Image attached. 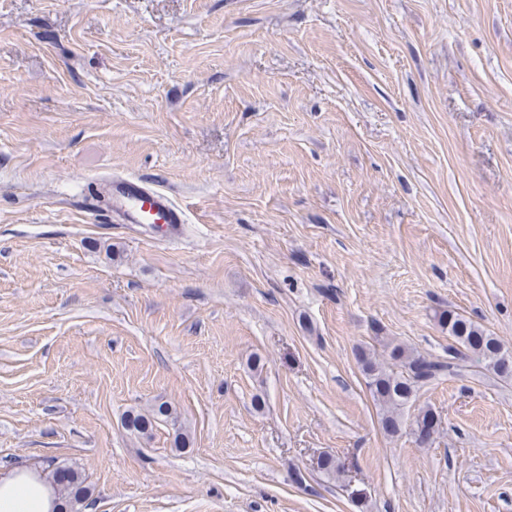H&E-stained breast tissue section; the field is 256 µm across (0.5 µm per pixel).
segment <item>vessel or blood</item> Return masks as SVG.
Listing matches in <instances>:
<instances>
[{
  "instance_id": "b4317fda",
  "label": "vessel or blood",
  "mask_w": 512,
  "mask_h": 512,
  "mask_svg": "<svg viewBox=\"0 0 512 512\" xmlns=\"http://www.w3.org/2000/svg\"><path fill=\"white\" fill-rule=\"evenodd\" d=\"M112 211L125 224H149L166 236L178 233L184 210L164 192L147 187L139 178H118L108 187Z\"/></svg>"
}]
</instances>
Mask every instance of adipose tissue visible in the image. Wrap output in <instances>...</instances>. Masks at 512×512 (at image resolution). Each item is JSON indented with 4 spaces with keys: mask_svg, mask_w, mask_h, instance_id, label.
I'll use <instances>...</instances> for the list:
<instances>
[{
    "mask_svg": "<svg viewBox=\"0 0 512 512\" xmlns=\"http://www.w3.org/2000/svg\"><path fill=\"white\" fill-rule=\"evenodd\" d=\"M29 463L0 472V512H54L58 496Z\"/></svg>",
    "mask_w": 512,
    "mask_h": 512,
    "instance_id": "adipose-tissue-1",
    "label": "adipose tissue"
}]
</instances>
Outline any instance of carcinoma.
Returning <instances> with one entry per match:
<instances>
[{"instance_id": "obj_1", "label": "carcinoma", "mask_w": 512, "mask_h": 512, "mask_svg": "<svg viewBox=\"0 0 512 512\" xmlns=\"http://www.w3.org/2000/svg\"><path fill=\"white\" fill-rule=\"evenodd\" d=\"M435 318L448 330V337L453 341L446 360L427 358L403 343L385 339L380 340L383 347L380 353L363 347L358 351L367 386L381 410V427L388 435L402 430L403 411L419 388L457 372L470 360L484 364L486 370L502 381L512 380V350L500 339L452 310L437 312ZM168 420H175L172 407L167 402H160L146 414L128 415L125 427L134 434L147 437L156 424ZM439 426L436 412L426 407L419 410L410 430L419 444L426 445L433 441ZM42 471L48 474L58 492L65 495L70 512H77V507L91 497L92 488L77 469L52 459L42 466Z\"/></svg>"}]
</instances>
